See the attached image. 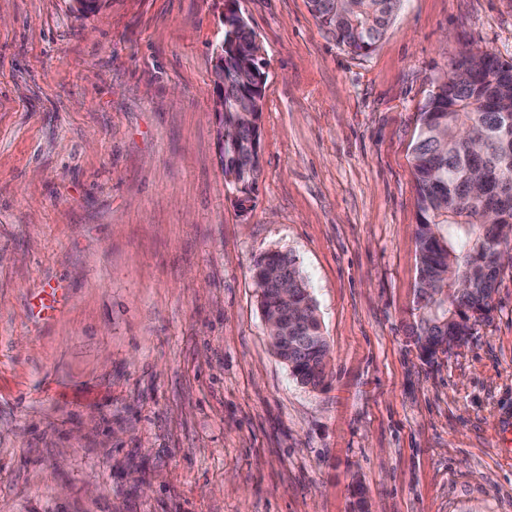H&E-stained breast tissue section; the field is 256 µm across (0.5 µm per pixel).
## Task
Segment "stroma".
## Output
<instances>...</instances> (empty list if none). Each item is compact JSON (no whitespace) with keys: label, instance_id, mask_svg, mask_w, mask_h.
<instances>
[{"label":"stroma","instance_id":"1","mask_svg":"<svg viewBox=\"0 0 512 512\" xmlns=\"http://www.w3.org/2000/svg\"><path fill=\"white\" fill-rule=\"evenodd\" d=\"M258 178L220 164L224 0H0V512H512V259L469 340L409 342L419 112L512 0H402L365 56L308 0H239ZM308 279L329 363L273 353L253 279ZM65 290L56 315L39 288Z\"/></svg>","mask_w":512,"mask_h":512}]
</instances>
